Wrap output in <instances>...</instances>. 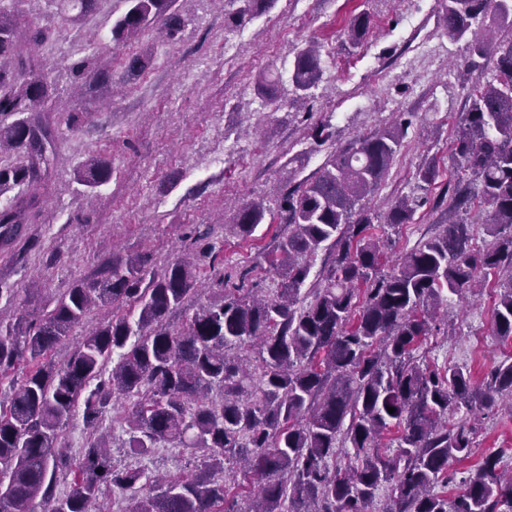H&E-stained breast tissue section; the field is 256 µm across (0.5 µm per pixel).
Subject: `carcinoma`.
<instances>
[{"instance_id":"cac0c4a2","label":"carcinoma","mask_w":512,"mask_h":512,"mask_svg":"<svg viewBox=\"0 0 512 512\" xmlns=\"http://www.w3.org/2000/svg\"><path fill=\"white\" fill-rule=\"evenodd\" d=\"M112 24L122 47L162 21L174 38L183 24L178 0H126ZM446 29L468 40V66L490 57V79L468 92L469 108L456 131L457 165L471 180L454 184L448 223L381 273L378 216L366 201L379 188L405 137L402 126L363 135L335 150L310 178L288 192L286 224L271 265L277 287L256 297L243 287L219 288L187 326L174 330L167 315L196 293L200 268L181 257L157 274L139 256L114 258L94 278L63 293L52 311L30 319L20 307L0 318V512H92L102 489L131 493L132 512H240L239 492L224 481L225 464H239L249 482L247 512H512V475L503 454H489L470 470L453 497L435 488L452 481L451 459L471 456L475 427L453 419L460 407L512 410V362L489 371L480 385L458 365L416 362V344L430 335L443 291L459 294L477 279L498 277L493 310L496 334L512 337V38L491 44L476 28L488 14L512 18V0H445ZM272 0H242L241 22L263 14ZM370 29L365 13L349 18L345 34L358 48ZM53 37L8 12L0 0V194L17 189L0 207V245L18 238L42 207L57 157L58 130L46 109L53 84L43 56L32 50ZM88 91L112 78V66L89 56L65 66ZM318 47L293 61L295 98L312 95L322 77ZM276 82L265 75L256 89L268 104ZM112 165L90 154L78 183L95 189ZM491 241L472 247L475 204ZM417 197L403 195L387 224L412 221ZM266 208L240 206L229 224L241 240L264 223ZM328 249L316 283L302 293L318 252ZM127 303L137 318L120 316L95 326L60 365L44 360L95 307ZM29 371L22 380L13 369ZM112 368H107V365ZM220 399L210 398L212 388ZM126 399L128 447L147 457L161 442L202 451L198 472L160 480L145 467H119L105 438L91 439L79 459L59 446L58 432L78 405L91 431L112 399ZM394 408L390 413L387 408ZM400 429L397 451L380 447ZM352 448L348 461L337 449ZM75 472L71 490L56 493L57 475ZM390 493L374 507L381 486Z\"/></svg>"}]
</instances>
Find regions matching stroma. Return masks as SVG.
<instances>
[{
    "label": "stroma",
    "instance_id": "obj_1",
    "mask_svg": "<svg viewBox=\"0 0 512 512\" xmlns=\"http://www.w3.org/2000/svg\"><path fill=\"white\" fill-rule=\"evenodd\" d=\"M11 7L54 32L53 49L43 57L63 123L46 200L15 244L0 249V288L19 289L31 317L52 310L55 298L118 254L148 257L158 271L183 253L200 262L198 294L166 319L176 330L216 295L220 275L245 278L256 290L274 287L268 258L288 232L282 211L288 190L335 149L399 123L406 126L403 145L371 206L386 214L397 197L415 190L423 204L411 223L392 233L383 270L448 217L447 187L458 177L454 131L469 87L488 78L492 63L466 68L467 45L449 38L444 0H274L241 24L230 20L234 0H186L176 40L157 24L119 49L110 29L125 0H101L95 14L78 22L69 21L60 0H13ZM359 12L368 14L371 27L362 48L353 49L344 27ZM311 42L322 54L320 82L303 103L273 110L255 91L258 72L276 79L281 98H291L294 57ZM92 45L100 49L97 64L111 63L114 80L84 94L61 63ZM141 53L149 54V65L123 76L124 59ZM72 112L82 117L74 129L65 125ZM320 125L327 135L322 142L315 137ZM91 153L111 161L112 178L90 193L78 184L77 170ZM426 163L435 164L439 176L421 191L415 175ZM250 200L266 207L265 223L249 240L226 236L225 217ZM494 294L489 283L444 294L440 329L422 341L420 355L433 365L468 367L477 382L512 360V339L494 332ZM129 407L115 402L98 425L113 434L115 462H138L173 477L191 473L200 459L191 448L163 443L150 456L130 455L121 428ZM499 450L512 458V415L491 411L473 454L450 462L448 472L462 477Z\"/></svg>",
    "mask_w": 512,
    "mask_h": 512
}]
</instances>
